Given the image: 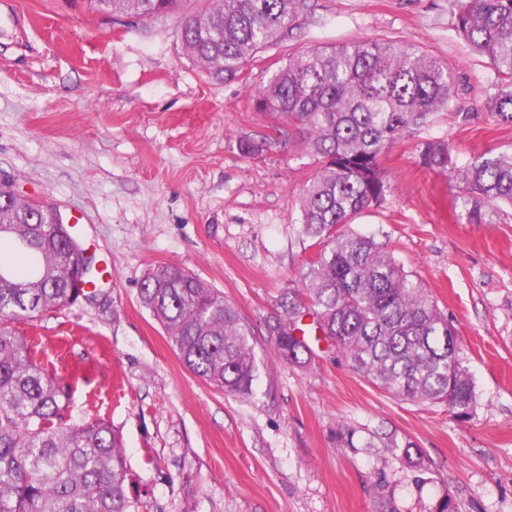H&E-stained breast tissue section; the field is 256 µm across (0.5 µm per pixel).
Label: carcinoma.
<instances>
[{"mask_svg":"<svg viewBox=\"0 0 512 512\" xmlns=\"http://www.w3.org/2000/svg\"><path fill=\"white\" fill-rule=\"evenodd\" d=\"M118 16L148 19L177 11L181 0H97ZM308 0H212L182 17L186 56L212 77L235 79L254 53L295 28ZM453 29L497 76L483 112H454L455 76L442 62L399 40L356 38L288 58L251 95L267 132L239 142L259 156L292 140L315 176L302 190L299 236L315 241L299 278L267 323L280 361H312L304 318L351 369L402 401L443 405L470 418L477 394L457 329L417 275L374 238L347 229L386 201V149L441 111L461 124L484 115L512 126V0H453ZM421 164L449 171L462 185L460 218L484 224L499 204L512 207V153H485L454 165L443 139L420 143ZM57 209L12 198L0 204V512H138L127 492L119 436L103 421L72 423L70 395L31 358L14 323L79 300L78 253ZM139 299L161 325L183 366L225 394L254 392L257 361L235 304L199 275L175 266L148 274ZM434 512H466L445 494Z\"/></svg>","mask_w":512,"mask_h":512,"instance_id":"1","label":"carcinoma"}]
</instances>
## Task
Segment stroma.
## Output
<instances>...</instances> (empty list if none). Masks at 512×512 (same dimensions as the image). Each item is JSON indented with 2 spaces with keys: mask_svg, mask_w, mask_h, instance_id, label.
<instances>
[{
  "mask_svg": "<svg viewBox=\"0 0 512 512\" xmlns=\"http://www.w3.org/2000/svg\"><path fill=\"white\" fill-rule=\"evenodd\" d=\"M179 14L123 18L95 0H0V180L54 205L106 268L89 298L18 327L71 395L77 423L120 437L139 512H431L453 493L467 512H512V209L458 218L449 174L417 145L447 139L457 164L512 150V127L447 113L389 148L390 191L351 228L423 280L457 329L479 405L400 401L318 342L306 368L275 356L266 322L314 248L297 234L314 167L296 146L246 158L266 119L250 102L289 57L368 37L413 45L456 76L458 111L495 74L452 27L451 0H309L292 36L210 79L184 55ZM167 265L223 292L252 332L255 393L234 397L187 371L139 301ZM355 430L359 448L336 443ZM413 442L415 469L386 448Z\"/></svg>",
  "mask_w": 512,
  "mask_h": 512,
  "instance_id": "35a3bbf8",
  "label": "stroma"
}]
</instances>
